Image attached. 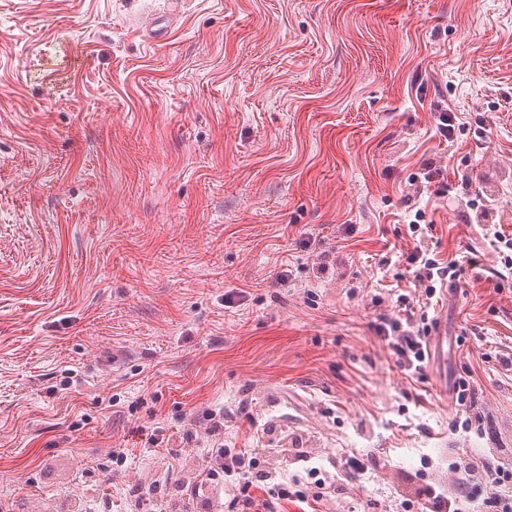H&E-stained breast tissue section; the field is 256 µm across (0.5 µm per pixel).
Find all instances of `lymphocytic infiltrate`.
Segmentation results:
<instances>
[{
  "label": "lymphocytic infiltrate",
  "mask_w": 512,
  "mask_h": 512,
  "mask_svg": "<svg viewBox=\"0 0 512 512\" xmlns=\"http://www.w3.org/2000/svg\"><path fill=\"white\" fill-rule=\"evenodd\" d=\"M406 261L428 299L434 298L439 289L454 286L463 273L456 259L438 258L428 246L419 243L407 254ZM415 304L414 296L398 294L396 317L381 318L376 331L383 336L391 355L421 381L429 363L426 337L430 326L427 312H416ZM206 433L212 446L207 451L205 465L180 488L181 495L187 499H197L206 489L230 481L238 486L241 512H287L288 504L307 503V484L320 489L326 486L319 468L311 467L305 477L265 488V499L256 500L252 490L262 486L253 473L256 459L251 453L225 447L223 414L209 416ZM448 469L453 476L448 492H440L428 483L418 485L403 494L400 502L403 512H512L511 465L480 464L462 455Z\"/></svg>",
  "instance_id": "lymphocytic-infiltrate-1"
}]
</instances>
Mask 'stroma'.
Masks as SVG:
<instances>
[{"label":"stroma","instance_id":"obj_1","mask_svg":"<svg viewBox=\"0 0 512 512\" xmlns=\"http://www.w3.org/2000/svg\"><path fill=\"white\" fill-rule=\"evenodd\" d=\"M168 4L0 0V512H129L196 471L214 411L279 478L375 459L321 512H402L425 458L445 488L458 452L512 465V291L465 206L512 234V0ZM420 209L480 264L428 310L479 431L374 328Z\"/></svg>","mask_w":512,"mask_h":512}]
</instances>
